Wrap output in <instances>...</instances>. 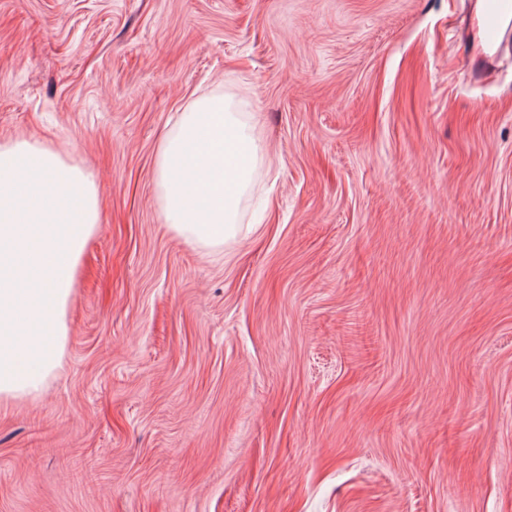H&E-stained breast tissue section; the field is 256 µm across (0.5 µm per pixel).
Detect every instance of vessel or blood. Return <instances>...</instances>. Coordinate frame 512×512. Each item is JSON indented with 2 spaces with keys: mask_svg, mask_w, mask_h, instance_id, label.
Returning a JSON list of instances; mask_svg holds the SVG:
<instances>
[{
  "mask_svg": "<svg viewBox=\"0 0 512 512\" xmlns=\"http://www.w3.org/2000/svg\"><path fill=\"white\" fill-rule=\"evenodd\" d=\"M467 40L478 47L477 53H466L465 66L475 75L487 73L512 34V0H482L478 13L470 19Z\"/></svg>",
  "mask_w": 512,
  "mask_h": 512,
  "instance_id": "vessel-or-blood-1",
  "label": "vessel or blood"
}]
</instances>
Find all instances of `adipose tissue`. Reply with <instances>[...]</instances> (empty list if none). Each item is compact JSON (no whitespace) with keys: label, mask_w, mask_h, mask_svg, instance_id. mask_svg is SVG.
Masks as SVG:
<instances>
[{"label":"adipose tissue","mask_w":512,"mask_h":512,"mask_svg":"<svg viewBox=\"0 0 512 512\" xmlns=\"http://www.w3.org/2000/svg\"><path fill=\"white\" fill-rule=\"evenodd\" d=\"M264 162L249 103L200 95L157 149L165 224L195 248L222 253ZM100 210L93 177L62 152L26 139L0 145V403L40 397L60 367L76 274Z\"/></svg>","instance_id":"obj_1"}]
</instances>
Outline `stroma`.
I'll list each match as a JSON object with an SVG mask.
<instances>
[{
  "mask_svg": "<svg viewBox=\"0 0 512 512\" xmlns=\"http://www.w3.org/2000/svg\"><path fill=\"white\" fill-rule=\"evenodd\" d=\"M472 0H0V144L101 221L62 369L0 405V512H512V57ZM252 105L222 255L160 218L161 136ZM470 30L461 45L464 50V64L477 76L488 72L506 45V37L512 31V1L483 0L478 13L470 19ZM476 43L479 52L471 53L470 41Z\"/></svg>",
  "mask_w": 512,
  "mask_h": 512,
  "instance_id": "obj_1",
  "label": "stroma"
}]
</instances>
